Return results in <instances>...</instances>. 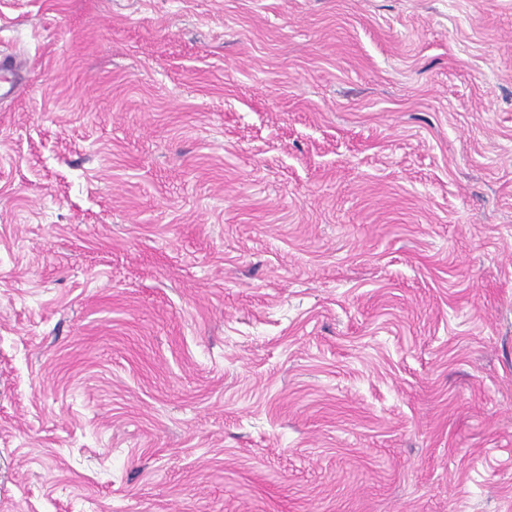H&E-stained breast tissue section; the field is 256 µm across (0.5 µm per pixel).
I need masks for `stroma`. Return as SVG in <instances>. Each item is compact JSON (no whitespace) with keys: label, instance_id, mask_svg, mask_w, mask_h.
<instances>
[{"label":"stroma","instance_id":"1","mask_svg":"<svg viewBox=\"0 0 512 512\" xmlns=\"http://www.w3.org/2000/svg\"><path fill=\"white\" fill-rule=\"evenodd\" d=\"M0 512H512V0H0Z\"/></svg>","mask_w":512,"mask_h":512}]
</instances>
